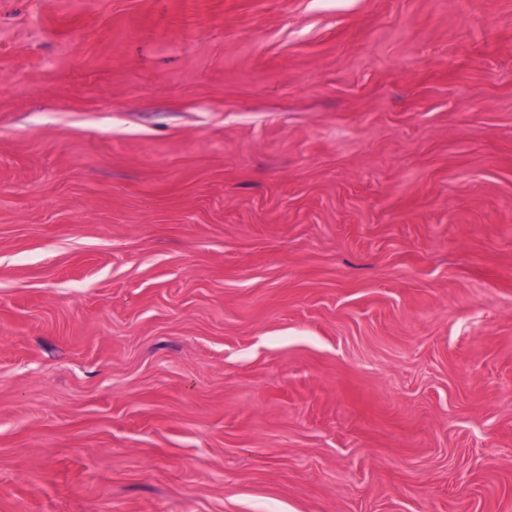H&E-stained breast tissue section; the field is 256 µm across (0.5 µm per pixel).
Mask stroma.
<instances>
[{
  "instance_id": "stroma-1",
  "label": "stroma",
  "mask_w": 512,
  "mask_h": 512,
  "mask_svg": "<svg viewBox=\"0 0 512 512\" xmlns=\"http://www.w3.org/2000/svg\"><path fill=\"white\" fill-rule=\"evenodd\" d=\"M0 512H512V0H0Z\"/></svg>"
}]
</instances>
